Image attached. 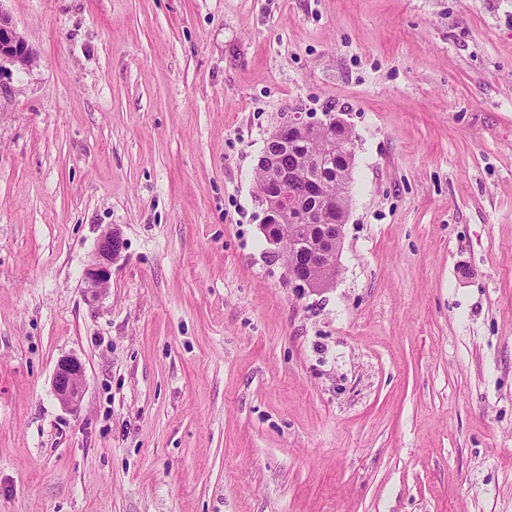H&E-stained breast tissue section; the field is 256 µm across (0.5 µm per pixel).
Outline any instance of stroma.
<instances>
[{"label":"stroma","instance_id":"1","mask_svg":"<svg viewBox=\"0 0 512 512\" xmlns=\"http://www.w3.org/2000/svg\"><path fill=\"white\" fill-rule=\"evenodd\" d=\"M0 8V512H512V0ZM296 112L354 139L304 295L257 190ZM9 61L24 69L34 60V52L12 18L0 8V63ZM348 213L349 206L342 209L341 216L338 219L335 217L320 219L319 227L321 233L318 241L313 248L303 253L299 259L295 251L289 250L294 248L295 244L292 240L288 239L289 251L284 252L282 258L286 266H290L298 260L294 266L287 268L288 280L293 285V288H298L303 292H314L330 288L334 284L338 274V256L343 226L346 224ZM328 269L330 270V275L322 283L314 282L309 276L310 272L314 279H323L329 274ZM123 248V239L115 231H106L99 237L93 260L84 271L85 282L94 297L108 287L112 275V263L120 257ZM52 388L58 401L70 410H77L85 389V371L82 362L73 356H64L57 362L52 376Z\"/></svg>","mask_w":512,"mask_h":512}]
</instances>
